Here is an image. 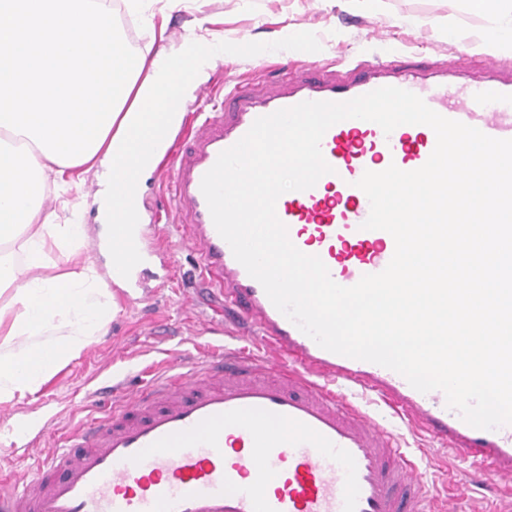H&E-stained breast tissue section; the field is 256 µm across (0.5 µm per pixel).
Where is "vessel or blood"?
Returning <instances> with one entry per match:
<instances>
[{"label": "vessel or blood", "instance_id": "vessel-or-blood-1", "mask_svg": "<svg viewBox=\"0 0 512 512\" xmlns=\"http://www.w3.org/2000/svg\"><path fill=\"white\" fill-rule=\"evenodd\" d=\"M485 75L466 79L437 63L415 74L358 62L344 77L318 65L291 68L271 81L217 92L174 148L163 172L172 207L164 226L144 234L159 250H191L204 290L221 299L263 354L220 353L185 372H167L127 392L81 423L53 453L30 441L43 464L23 485L0 488V512H453L451 497L429 496L425 474L391 425L348 398L378 396L418 429L474 461L481 476L512 482V424L474 428L448 407L442 391L422 393L386 367L321 348L270 301L218 233L201 190L219 154L254 121L305 101L343 102L393 86L420 96L441 116L487 136L512 139V76L484 55ZM436 146L426 125L384 133L373 122L331 126L321 150L331 173L278 198L276 214L291 242L316 255L339 285L383 271L393 237L367 230L370 202L357 186L365 172L421 168Z\"/></svg>", "mask_w": 512, "mask_h": 512}]
</instances>
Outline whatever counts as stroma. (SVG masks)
<instances>
[{
    "label": "stroma",
    "mask_w": 512,
    "mask_h": 512,
    "mask_svg": "<svg viewBox=\"0 0 512 512\" xmlns=\"http://www.w3.org/2000/svg\"><path fill=\"white\" fill-rule=\"evenodd\" d=\"M162 12L169 18L174 46L193 32L196 19L215 17L212 29L224 38V54L198 84L220 89L240 77L279 76L300 62H393L401 54L413 65L439 55L461 73L477 77L483 62L472 42L512 18V0H501L494 13L474 8L471 0H380L367 9L351 0H181L172 9L165 0H148L142 12L121 8L116 14L119 32L135 53L151 58L161 49V42L151 38L150 24ZM377 25L386 30L385 42L369 37ZM194 265L195 255L187 249L164 262L153 260L139 272L135 294L118 292L120 312L79 358L36 394L0 403V482L5 487L37 466L35 458L24 454L27 441L36 437L42 447H53L66 426L99 414L95 392L107 380L122 382L129 391L224 348L258 357L250 341L223 332L219 309L184 306V294L199 286ZM404 446L437 488L455 497L457 512H505L512 505L503 484L476 476L471 461L444 450L429 435L408 434Z\"/></svg>",
    "instance_id": "1"
}]
</instances>
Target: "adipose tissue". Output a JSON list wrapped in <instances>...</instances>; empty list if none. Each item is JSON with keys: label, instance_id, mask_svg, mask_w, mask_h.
Segmentation results:
<instances>
[{"label": "adipose tissue", "instance_id": "adipose-tissue-1", "mask_svg": "<svg viewBox=\"0 0 512 512\" xmlns=\"http://www.w3.org/2000/svg\"><path fill=\"white\" fill-rule=\"evenodd\" d=\"M195 22L175 55L148 60L133 53L106 0H0V403L35 394L80 357L119 307L115 289L131 290L151 258L140 222L123 221L124 199L166 152L183 117V95L210 58ZM124 170H117V160ZM108 182L95 198L103 238L112 239L108 271L73 263L86 227L61 224L43 206L47 177L56 197L80 213L79 188L89 173ZM23 257L15 259L10 244ZM66 331L61 343L27 349L21 336Z\"/></svg>", "mask_w": 512, "mask_h": 512}]
</instances>
